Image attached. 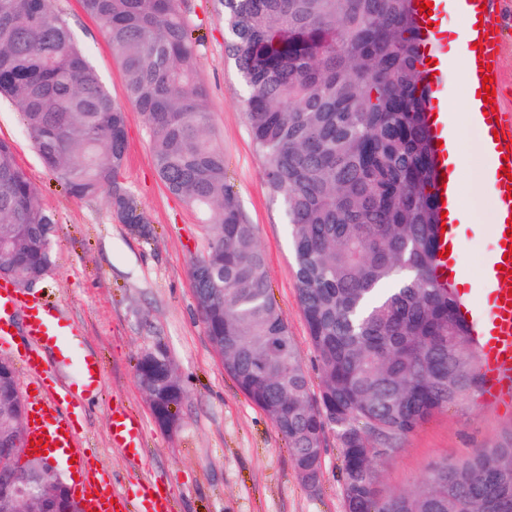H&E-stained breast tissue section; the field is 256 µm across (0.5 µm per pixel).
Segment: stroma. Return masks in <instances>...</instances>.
<instances>
[{
	"label": "stroma",
	"mask_w": 512,
	"mask_h": 512,
	"mask_svg": "<svg viewBox=\"0 0 512 512\" xmlns=\"http://www.w3.org/2000/svg\"><path fill=\"white\" fill-rule=\"evenodd\" d=\"M503 12L501 84L493 106L512 110V0ZM115 104L127 115L128 151L121 180L153 229L151 239L130 233L107 196L69 194L41 163L20 123L15 105L0 98V139L10 142L39 203L57 213L52 241L55 263L35 293L73 327L83 349L103 366L101 391L77 405L74 418L90 461L126 487L150 477L179 502L178 512H345L341 453L327 432L317 489L294 467L288 445L273 422L245 395L213 350L196 310L191 264L207 249L197 215L169 194L159 180L149 129L126 95L122 71L101 21L80 0H55ZM181 8L198 45V74L209 92L210 124L224 149L229 184L256 227L268 279L282 319L293 336L312 385H319L316 354L296 288V265L288 220L280 198L267 188L242 109L244 83L225 49L227 32L218 0H183ZM492 199L461 221L465 267L473 297H480V267L492 245L487 219ZM163 349L186 397L178 424L162 429L137 381L140 354ZM128 406L143 424V456L131 462L112 444L110 410ZM512 432V404L473 395L465 404L436 413L401 440L396 452L379 457L375 473L387 492L415 489L431 464L459 461L473 449L489 448Z\"/></svg>",
	"instance_id": "stroma-1"
}]
</instances>
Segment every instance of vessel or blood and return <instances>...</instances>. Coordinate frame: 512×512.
<instances>
[{
    "label": "vessel or blood",
    "instance_id": "vessel-or-blood-1",
    "mask_svg": "<svg viewBox=\"0 0 512 512\" xmlns=\"http://www.w3.org/2000/svg\"><path fill=\"white\" fill-rule=\"evenodd\" d=\"M432 2L431 12L419 14L423 23L421 36L427 45L438 41L436 27L429 24L431 16L440 15L452 6L470 19L465 31L467 41L472 44L467 65V77L473 89L470 118L485 135L498 213L493 244L482 270L487 285L485 305L476 308L463 292L459 295V310L471 330L473 341L481 350L479 370L485 381L486 396H512V306L506 303L508 294L512 293V193L507 190L512 181L503 172L504 167H512V158H506L504 153L505 147L512 146V114L485 111L481 94L483 86L495 89L500 84L501 15L495 0ZM444 75V70L435 66L429 67L427 72L431 93L427 119L434 139L439 142L434 150L435 193L442 198L441 208L446 213L441 221L444 231L438 239V247L442 250L458 245L455 127L447 113L441 111L438 97ZM19 314L24 317L26 336L21 361L28 376L42 379L50 372V363L54 360L76 363L73 378L44 383L41 390L29 397L25 417L27 441L39 440L49 448L68 449L73 457L72 469L79 476L77 492L72 496L77 512H174L169 493L162 491L152 480L139 481L133 492L126 494L117 491L99 470L88 467L71 410L85 393L100 388L103 377L100 361L96 354L88 351L74 355L78 340L52 308L27 299L10 282L0 283V345H11V331ZM110 423L114 445L130 459H138L143 436L141 421L126 407L116 404L112 407Z\"/></svg>",
    "mask_w": 512,
    "mask_h": 512
}]
</instances>
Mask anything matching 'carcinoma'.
<instances>
[{"label": "carcinoma", "instance_id": "1", "mask_svg": "<svg viewBox=\"0 0 512 512\" xmlns=\"http://www.w3.org/2000/svg\"><path fill=\"white\" fill-rule=\"evenodd\" d=\"M227 51L270 192L291 227L296 285L316 353L314 393L271 294L255 225L226 183L224 150L197 79V39L178 0H81L105 25L128 99L152 132L167 191L196 211L206 254L191 267L224 371L276 425L295 467L317 470L326 431L341 448L346 512H512V436L433 464L411 492L383 494L373 464L433 415L482 389L451 292L434 277L437 217L427 86L412 0H220ZM17 107L42 164L79 197L116 199L126 114L53 0H0V97ZM57 224L0 140V278L45 280ZM159 351L138 362L158 382V423L184 397ZM0 403L25 417L0 365Z\"/></svg>", "mask_w": 512, "mask_h": 512}]
</instances>
